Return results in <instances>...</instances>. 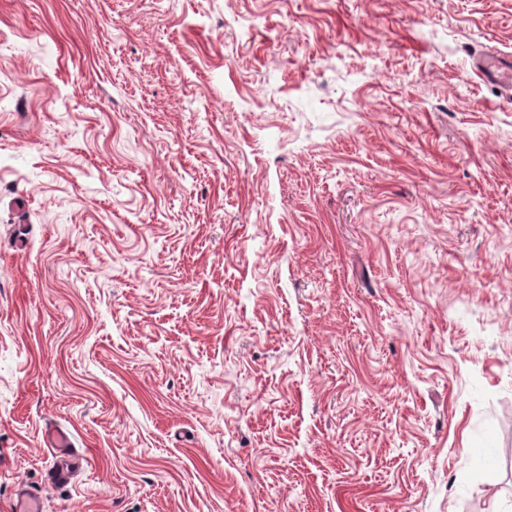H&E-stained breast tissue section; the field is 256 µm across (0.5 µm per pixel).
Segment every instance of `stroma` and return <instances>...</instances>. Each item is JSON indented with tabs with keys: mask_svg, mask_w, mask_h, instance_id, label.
Segmentation results:
<instances>
[{
	"mask_svg": "<svg viewBox=\"0 0 512 512\" xmlns=\"http://www.w3.org/2000/svg\"><path fill=\"white\" fill-rule=\"evenodd\" d=\"M488 52L512 0H0V512H512ZM44 443L46 448H50L54 453L61 458H69V462L62 460L57 466L50 468L47 471V480L54 484L68 483L76 472L78 460L81 454H78L72 448V442L69 434L62 426L52 425L44 430ZM12 512H42L40 495L37 490L22 488L11 505Z\"/></svg>",
	"mask_w": 512,
	"mask_h": 512,
	"instance_id": "obj_1",
	"label": "stroma"
}]
</instances>
